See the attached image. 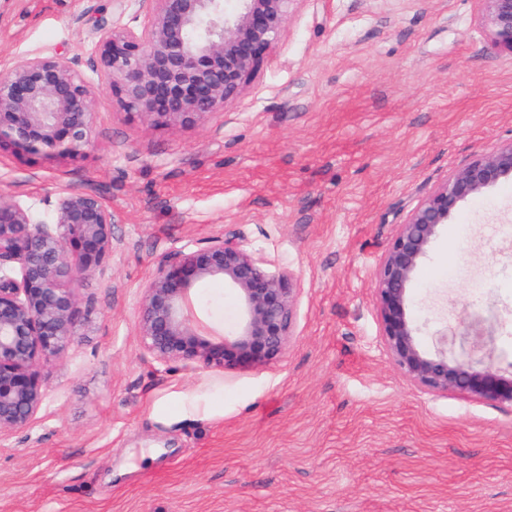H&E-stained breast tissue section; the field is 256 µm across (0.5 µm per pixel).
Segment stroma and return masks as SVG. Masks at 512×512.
Instances as JSON below:
<instances>
[{
	"label": "stroma",
	"mask_w": 512,
	"mask_h": 512,
	"mask_svg": "<svg viewBox=\"0 0 512 512\" xmlns=\"http://www.w3.org/2000/svg\"><path fill=\"white\" fill-rule=\"evenodd\" d=\"M477 0H300L241 99L193 128L97 95L84 156L0 152V191L41 215L111 208L112 254L77 290L79 334L43 410L0 434V512H512V406L429 395L389 363L374 276L453 169L512 141V53ZM147 0H0V72L65 54L95 80L101 24ZM230 233L300 288L258 370L162 365L137 336L159 261ZM420 338L512 371V180L463 202L409 290ZM494 334L493 349L480 338Z\"/></svg>",
	"instance_id": "35a3bbf8"
}]
</instances>
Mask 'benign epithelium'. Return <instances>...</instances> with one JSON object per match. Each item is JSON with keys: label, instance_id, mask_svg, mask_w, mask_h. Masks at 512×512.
<instances>
[{"label": "benign epithelium", "instance_id": "obj_1", "mask_svg": "<svg viewBox=\"0 0 512 512\" xmlns=\"http://www.w3.org/2000/svg\"><path fill=\"white\" fill-rule=\"evenodd\" d=\"M139 29H101L97 83L77 60L35 53L0 75V145L20 154L80 157L93 133L95 96L160 127H194L240 98L275 50L300 0H148ZM492 41L512 53V0H477ZM512 179V142L451 172L398 225L375 275L380 342L418 389L512 405V374L476 367L461 351L423 348L409 289L442 226L465 200ZM112 209L93 190L66 191L44 219L0 193V432L28 429L42 409L41 369L79 335L77 289L112 253ZM219 279L237 300L229 330H202L195 288ZM292 273H271L232 237L213 236L164 257L143 289L137 336L161 364L226 371L282 356L295 325Z\"/></svg>", "mask_w": 512, "mask_h": 512}]
</instances>
